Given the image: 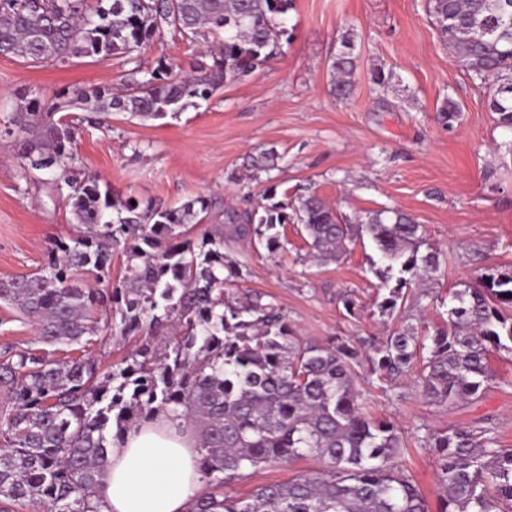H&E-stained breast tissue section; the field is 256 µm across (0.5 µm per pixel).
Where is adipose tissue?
I'll use <instances>...</instances> for the list:
<instances>
[{
  "label": "adipose tissue",
  "mask_w": 512,
  "mask_h": 512,
  "mask_svg": "<svg viewBox=\"0 0 512 512\" xmlns=\"http://www.w3.org/2000/svg\"><path fill=\"white\" fill-rule=\"evenodd\" d=\"M198 435L167 413L131 428L99 486L102 512H187L201 494Z\"/></svg>",
  "instance_id": "adipose-tissue-1"
}]
</instances>
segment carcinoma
I'll return each mask as SVG.
<instances>
[{
  "instance_id": "1",
  "label": "carcinoma",
  "mask_w": 512,
  "mask_h": 512,
  "mask_svg": "<svg viewBox=\"0 0 512 512\" xmlns=\"http://www.w3.org/2000/svg\"><path fill=\"white\" fill-rule=\"evenodd\" d=\"M291 8L292 0H0V56L30 66L82 57L133 64L119 94L74 89L47 111L37 98L16 103L23 168L49 174L45 183L70 209L78 235L57 241L40 271L1 279L0 301L30 319L42 343L69 353L100 331L92 313L103 306L119 315L112 335L141 339L135 354L106 371L91 358L56 361L4 348L0 512L26 502L40 512H100L97 488L112 448L165 409L176 426L192 424L201 441L208 489L189 512H512V448L498 447L490 430L453 426L420 437L438 454L431 510L398 466L401 429L362 404L358 342L304 341L274 302L224 294L242 276L226 242L247 239L277 252L288 245L281 227L298 223L322 264L357 240L372 243L383 290L377 306L392 318L405 308L408 288L441 271L442 253L423 225L394 209L350 224L314 193L276 199L274 185L242 211L202 195L164 209L114 197L98 178L74 170L80 127L109 129L115 112L144 121L176 115L271 62L290 37ZM427 15L474 77L495 80L491 110L512 130V8L504 0H427ZM167 35L205 46L211 63L190 74L164 59L144 69L141 52ZM352 49L347 35L331 64L338 98L352 91ZM77 100L94 104L72 119L64 111ZM117 250L126 269L121 284H84L110 277ZM448 304L445 326L430 336L407 323L366 341L370 374L388 382L417 366L426 399L450 407L480 400L493 380L490 356L512 353V269L483 267ZM157 336L172 340L157 343ZM307 456L323 469L261 485L245 499L227 492L248 469Z\"/></svg>"
}]
</instances>
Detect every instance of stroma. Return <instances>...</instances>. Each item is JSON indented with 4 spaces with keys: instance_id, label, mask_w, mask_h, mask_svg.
I'll use <instances>...</instances> for the list:
<instances>
[{
    "instance_id": "1",
    "label": "stroma",
    "mask_w": 512,
    "mask_h": 512,
    "mask_svg": "<svg viewBox=\"0 0 512 512\" xmlns=\"http://www.w3.org/2000/svg\"><path fill=\"white\" fill-rule=\"evenodd\" d=\"M287 26L291 37L278 58L225 81L177 116L142 121L117 114L111 129H80L75 167L116 195L166 206L215 192L239 205L273 184L281 193L310 189L350 219L382 208L408 213L445 261L430 295L407 303L398 320L376 307L371 246L349 245L342 260L321 265L291 224L287 250L231 244L243 275L226 291L274 300L298 336L319 344L335 336L379 338L400 323L433 334L447 318L441 299L460 282L487 265L512 268V132L490 109L492 84L473 78L439 42L424 0H293ZM349 31L353 91L339 100L331 92V63ZM201 58L197 45L171 37L141 56L145 66L166 59L186 72ZM128 70L121 58L29 66L0 57V279L36 272L55 240L77 233L41 176L20 167L19 144L5 132L16 101L28 96L49 105L76 88L118 90ZM380 71L388 78L382 85L374 81ZM448 100L460 108L450 126L438 114ZM270 149L279 156L277 169L251 170L250 157ZM344 293L355 302L354 316L338 300ZM7 347L63 356L38 340L26 316L0 303V350ZM491 368L495 379L484 397L452 408L424 398L412 377L383 383L357 369L368 412L402 427L407 451L400 464L429 503L437 501L438 455L421 447L417 430L472 424L512 448V354L498 353ZM321 467L314 457L267 464L248 470L228 492L245 497Z\"/></svg>"
}]
</instances>
